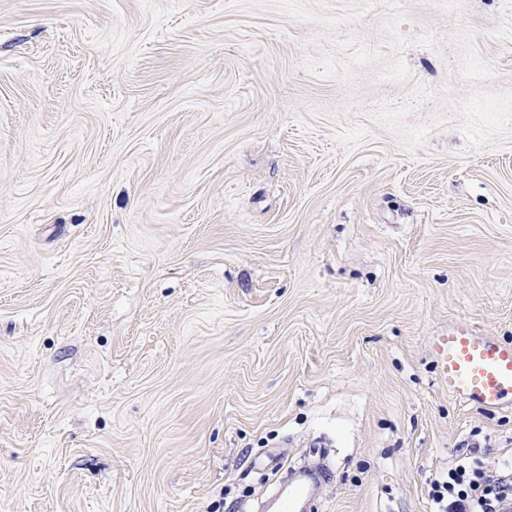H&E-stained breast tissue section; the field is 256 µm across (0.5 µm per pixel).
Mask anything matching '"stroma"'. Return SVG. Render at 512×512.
I'll return each mask as SVG.
<instances>
[{"mask_svg":"<svg viewBox=\"0 0 512 512\" xmlns=\"http://www.w3.org/2000/svg\"><path fill=\"white\" fill-rule=\"evenodd\" d=\"M512 0H0V512H430L512 407ZM448 395L479 409L512 407V344L460 323L448 325L435 347ZM312 484L316 485L315 471L312 469L301 470L294 482L288 486V494L282 501L281 511L278 512H304L312 492Z\"/></svg>","mask_w":512,"mask_h":512,"instance_id":"35a3bbf8","label":"stroma"}]
</instances>
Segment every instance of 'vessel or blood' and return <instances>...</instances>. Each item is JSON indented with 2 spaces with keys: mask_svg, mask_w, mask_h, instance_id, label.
<instances>
[{
  "mask_svg": "<svg viewBox=\"0 0 512 512\" xmlns=\"http://www.w3.org/2000/svg\"><path fill=\"white\" fill-rule=\"evenodd\" d=\"M435 363L453 399L479 409L512 407L511 343L452 323L436 344ZM315 482L314 470L300 471L288 487L281 512H304Z\"/></svg>",
  "mask_w": 512,
  "mask_h": 512,
  "instance_id": "b4317fda",
  "label": "vessel or blood"
}]
</instances>
